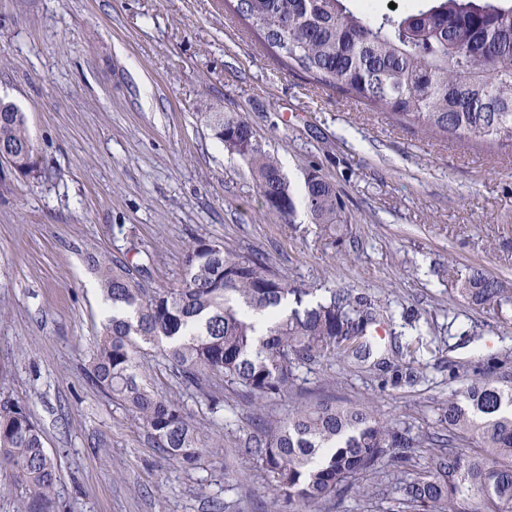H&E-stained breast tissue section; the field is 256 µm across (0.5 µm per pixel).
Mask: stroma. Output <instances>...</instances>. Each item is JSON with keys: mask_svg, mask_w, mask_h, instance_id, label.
<instances>
[{"mask_svg": "<svg viewBox=\"0 0 512 512\" xmlns=\"http://www.w3.org/2000/svg\"><path fill=\"white\" fill-rule=\"evenodd\" d=\"M0 98L25 113L39 158L34 175L0 170V401L41 429L56 512H275L269 475L240 453L267 416L332 398L420 436L460 387L451 366L512 362V300L478 307L456 291L475 269L512 282V147L421 136L286 70L224 0H0ZM216 111L247 118L294 192L311 169L330 181L336 231L262 209L206 122ZM198 238L391 316L385 336L366 328L276 400L209 378L216 413L148 350L154 389L212 435L186 468L86 372L103 322L96 260H146V286L169 287ZM362 344L400 352L416 382L353 365ZM377 470L373 500L332 512H388L397 491Z\"/></svg>", "mask_w": 512, "mask_h": 512, "instance_id": "1", "label": "stroma"}]
</instances>
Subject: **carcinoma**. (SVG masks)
<instances>
[{"mask_svg": "<svg viewBox=\"0 0 512 512\" xmlns=\"http://www.w3.org/2000/svg\"><path fill=\"white\" fill-rule=\"evenodd\" d=\"M233 12L290 71L393 114L419 131L493 147L512 143V0H424L421 7L378 12L352 0H227ZM0 143L17 148L20 175L38 162L26 118L0 104ZM224 149L246 162L262 206L284 222L303 208L312 223L340 222L332 183L306 173L297 196L278 160L240 113L212 112ZM112 315L97 339L92 383L131 411L171 460L193 466L210 434L183 404L155 392L140 365L143 347L159 348L182 383L205 377L272 401L294 386L296 369L336 353L343 339L380 319L354 306L344 290L316 302L258 256L206 238L187 250L180 282L147 289L139 266L114 257L96 263ZM475 305L512 299L508 280L479 270L459 281ZM461 390L441 407L444 435L411 436L367 404H297L270 419L246 453L271 478L279 512H305L352 490L389 457L400 492L396 512H512V367L488 377L461 363ZM432 448L434 464L411 476V449ZM0 468L25 491L23 512H55L59 473L26 409L0 402Z\"/></svg>", "mask_w": 512, "mask_h": 512, "instance_id": "1", "label": "carcinoma"}]
</instances>
